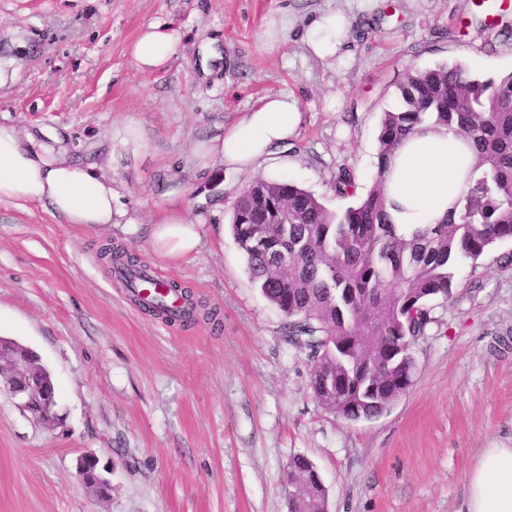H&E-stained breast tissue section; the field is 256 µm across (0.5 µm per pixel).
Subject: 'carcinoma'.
<instances>
[{
  "mask_svg": "<svg viewBox=\"0 0 512 512\" xmlns=\"http://www.w3.org/2000/svg\"><path fill=\"white\" fill-rule=\"evenodd\" d=\"M398 91L399 105L380 120L373 184L354 205L331 211L293 183L259 179L231 217L250 279L285 316L288 342L308 352L315 400L352 422L382 415L410 387L415 360L406 338L425 335L430 303L452 292L455 264L512 238V73L482 79L458 64L411 70ZM440 128L470 155L463 187L443 221L403 235L384 191L389 160L409 136ZM354 190L353 173L340 169L336 195ZM273 209L288 211L291 223H272ZM100 255L140 301L123 272L146 266L110 245ZM170 288L183 301L179 318L161 299L144 310L183 328L217 317L190 291ZM287 482L299 488L288 512L325 509L327 490L308 459L293 458Z\"/></svg>",
  "mask_w": 512,
  "mask_h": 512,
  "instance_id": "carcinoma-1",
  "label": "carcinoma"
}]
</instances>
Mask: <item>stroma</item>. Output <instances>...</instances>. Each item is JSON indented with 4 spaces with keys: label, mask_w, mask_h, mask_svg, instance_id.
Here are the masks:
<instances>
[{
    "label": "stroma",
    "mask_w": 512,
    "mask_h": 512,
    "mask_svg": "<svg viewBox=\"0 0 512 512\" xmlns=\"http://www.w3.org/2000/svg\"><path fill=\"white\" fill-rule=\"evenodd\" d=\"M275 0H0V121L45 130L76 164L112 180L132 225L88 229L35 202L0 204V337L34 350L58 392L55 429L0 391V512H288L297 456L318 470L329 512H461L483 449L512 447V240L455 268L450 297L413 348L412 384L386 412L346 422L321 407L307 353L250 280L229 226L255 178L287 180L332 211L372 185L381 115L404 73L459 63L512 72V6L486 18L473 0H288L297 26L339 11L374 20L341 58L297 38L259 41ZM152 23L180 38L161 69L130 51ZM293 94L304 119L288 162L258 175L203 166L199 146L258 99ZM203 223L191 257L158 258L169 209ZM191 288L220 325L184 330L132 304L96 257L104 242ZM94 454L112 491L78 468Z\"/></svg>",
    "instance_id": "35a3bbf8"
}]
</instances>
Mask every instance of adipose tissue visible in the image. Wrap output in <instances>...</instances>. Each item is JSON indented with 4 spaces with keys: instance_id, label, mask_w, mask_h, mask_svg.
Returning a JSON list of instances; mask_svg holds the SVG:
<instances>
[{
    "instance_id": "adipose-tissue-1",
    "label": "adipose tissue",
    "mask_w": 512,
    "mask_h": 512,
    "mask_svg": "<svg viewBox=\"0 0 512 512\" xmlns=\"http://www.w3.org/2000/svg\"><path fill=\"white\" fill-rule=\"evenodd\" d=\"M350 25L342 14L325 12L309 22L301 38L317 57L331 59ZM178 49L176 33L157 23L143 31L132 55L139 70L152 72L165 66ZM302 117L294 97L267 96L210 140L204 157L235 172L272 168L279 154L287 151ZM466 161L453 134L428 131L406 140L391 160L387 182V192L398 205L395 224L407 232L442 218L461 187ZM35 201L46 203L70 224H119L128 216L111 179L72 163L56 137L46 132L24 137L13 124L0 122V203L22 207ZM200 243V225L175 209L167 210L150 235L153 252L172 261L189 257ZM462 512H512V448L483 449L467 478Z\"/></svg>"
}]
</instances>
